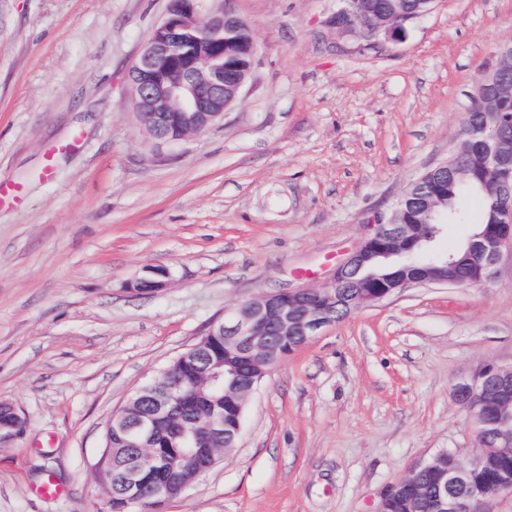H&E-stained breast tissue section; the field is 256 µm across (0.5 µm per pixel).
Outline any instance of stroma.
I'll use <instances>...</instances> for the list:
<instances>
[{
    "label": "stroma",
    "instance_id": "obj_1",
    "mask_svg": "<svg viewBox=\"0 0 512 512\" xmlns=\"http://www.w3.org/2000/svg\"><path fill=\"white\" fill-rule=\"evenodd\" d=\"M339 0H214L250 27L238 103L149 138L125 74L169 0H0V512H107L94 464L136 388L225 312L322 283L447 160L512 0H434L404 37L337 36ZM52 177H45V168ZM150 270L156 292L127 285ZM512 363V255L491 282L405 289L259 384L237 448L164 512H374L443 448L472 450L457 382ZM58 497L38 496L46 478Z\"/></svg>",
    "mask_w": 512,
    "mask_h": 512
}]
</instances>
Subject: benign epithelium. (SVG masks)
<instances>
[{"label": "benign epithelium", "instance_id": "obj_1", "mask_svg": "<svg viewBox=\"0 0 512 512\" xmlns=\"http://www.w3.org/2000/svg\"><path fill=\"white\" fill-rule=\"evenodd\" d=\"M209 2L170 0L167 16L145 40L127 72L128 94L137 120L157 141L176 143L224 119V112L239 98L253 66V50L249 49L247 64L234 77L225 79L224 32L238 27L242 20L227 9L210 7ZM420 17L422 14L416 12L376 13L362 0H344L336 10L333 26L342 36L368 41L381 36L398 40L405 33L406 23ZM482 85L484 113L480 123H463L460 145L448 160L429 170L438 176H456L463 171V160L469 154L483 155L489 166L490 179L484 186L501 202L500 219L494 232L470 241L467 257L473 273L467 278L448 274L446 258L437 267L410 260L414 252L431 249L442 215V199L433 192H424L427 175H422L412 184V220L398 221L395 209L388 216L373 217L367 224V234L322 285L258 295L210 326L207 335L224 338V349L233 356L235 367L227 386L220 374L207 365L199 370L197 382L201 387H224L236 425L227 427L224 409L212 407L203 420L185 429H173L175 435L184 438L185 461L205 457L215 465L224 453L237 447L246 404L261 378L327 327L411 286L484 284L491 280L501 255L512 254V120L500 112L502 104L512 102L511 47L499 52ZM376 259L397 264L396 275L385 279L370 277L367 269ZM173 373L174 368H167L132 393L137 401L150 402L149 409L127 415L120 410L107 423L106 428L119 432L127 447L144 451L150 448L169 425L174 409L190 395L189 387L172 382ZM453 398L471 419L496 407L498 447L512 448V364L485 365L455 385ZM1 408L8 409L18 427H0V445L17 438L24 424L13 404L1 402ZM474 437L472 452L443 449L409 470L381 494L375 512H395L399 501L405 512H413L423 495L417 473L432 465L441 473V485L433 498L435 512H481V504L491 505L503 496H511L509 479L486 493L481 501L457 492L466 477L485 463L479 430H474ZM111 457L110 449H105L94 467L109 503L112 470L118 468ZM120 477L126 506L141 508V469L124 467Z\"/></svg>", "mask_w": 512, "mask_h": 512}]
</instances>
